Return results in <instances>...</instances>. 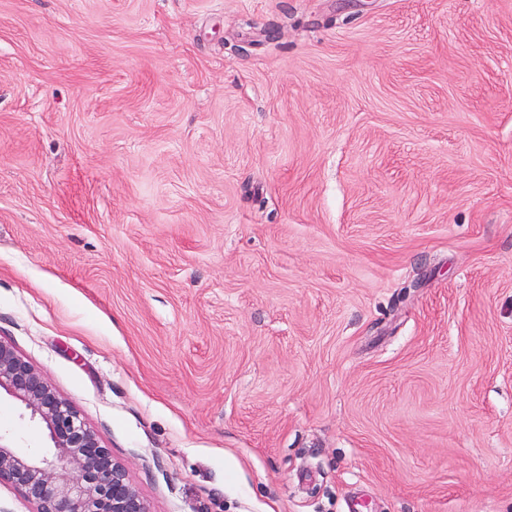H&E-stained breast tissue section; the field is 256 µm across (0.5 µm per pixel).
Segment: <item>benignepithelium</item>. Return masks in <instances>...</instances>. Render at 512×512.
Returning a JSON list of instances; mask_svg holds the SVG:
<instances>
[{"mask_svg": "<svg viewBox=\"0 0 512 512\" xmlns=\"http://www.w3.org/2000/svg\"><path fill=\"white\" fill-rule=\"evenodd\" d=\"M16 401L45 432V450L21 452L0 430V484L21 493L33 512H150L78 411L14 347L0 340V396Z\"/></svg>", "mask_w": 512, "mask_h": 512, "instance_id": "7a95c632", "label": "benign epithelium"}]
</instances>
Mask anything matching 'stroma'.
<instances>
[{
	"instance_id": "1",
	"label": "stroma",
	"mask_w": 512,
	"mask_h": 512,
	"mask_svg": "<svg viewBox=\"0 0 512 512\" xmlns=\"http://www.w3.org/2000/svg\"><path fill=\"white\" fill-rule=\"evenodd\" d=\"M0 340L151 512H512V0H0Z\"/></svg>"
}]
</instances>
